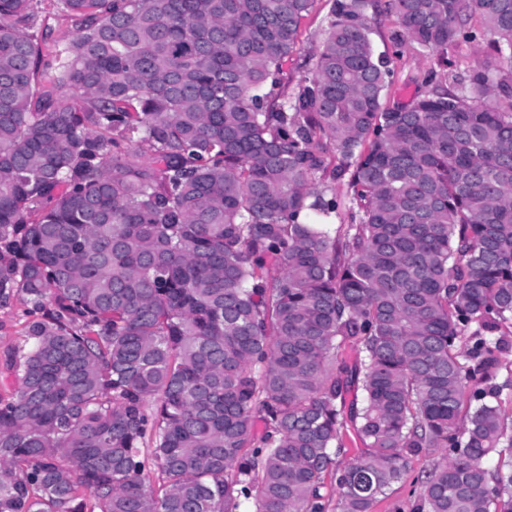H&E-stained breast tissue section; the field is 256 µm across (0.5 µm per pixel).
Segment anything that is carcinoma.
I'll return each instance as SVG.
<instances>
[{"instance_id": "1", "label": "carcinoma", "mask_w": 512, "mask_h": 512, "mask_svg": "<svg viewBox=\"0 0 512 512\" xmlns=\"http://www.w3.org/2000/svg\"><path fill=\"white\" fill-rule=\"evenodd\" d=\"M328 2L291 87L316 0H0V512H512V0ZM329 9L328 0H317L315 9L304 20L302 31V50L288 61L286 69L288 77L296 80L306 71V59L311 50L318 44L320 33L324 25V18ZM398 29L394 16H382L375 25L373 39L379 52L393 56L395 65V82L392 85L388 103H409L415 95L423 90L421 82L431 67L436 66V59L430 55H423L408 41L394 46L392 33ZM416 80V81H412ZM489 53L488 38L475 42H460L448 48V72L470 71L476 68ZM25 306L17 302L14 307L0 310V372L3 352L23 336V328L28 316ZM442 456L441 452L424 449L418 456L411 458L403 481L395 484L388 495L374 505L372 512H412L418 502V479H423Z\"/></svg>"}]
</instances>
